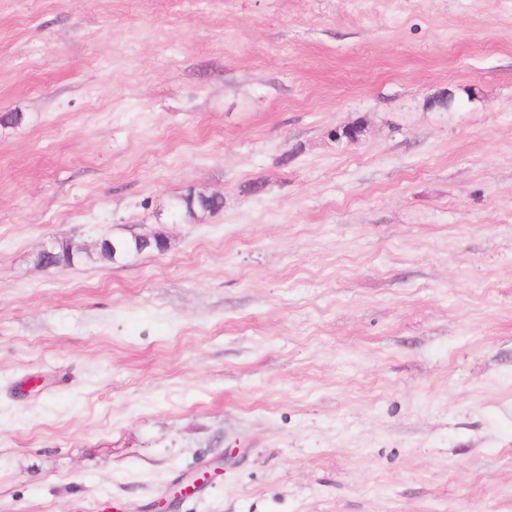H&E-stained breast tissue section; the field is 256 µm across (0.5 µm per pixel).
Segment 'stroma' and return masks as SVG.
Segmentation results:
<instances>
[{
  "instance_id": "1",
  "label": "stroma",
  "mask_w": 512,
  "mask_h": 512,
  "mask_svg": "<svg viewBox=\"0 0 512 512\" xmlns=\"http://www.w3.org/2000/svg\"><path fill=\"white\" fill-rule=\"evenodd\" d=\"M220 456L171 512H512V0H0V512ZM220 206L218 199H199L192 197L190 192L183 196L179 202V208L188 219H196L199 214L211 213ZM111 239H114L117 251L115 252V254H113L111 245L105 249H102L101 252L97 254V259L99 261L111 263L113 261L122 259L131 254H140L137 244L132 237Z\"/></svg>"
}]
</instances>
